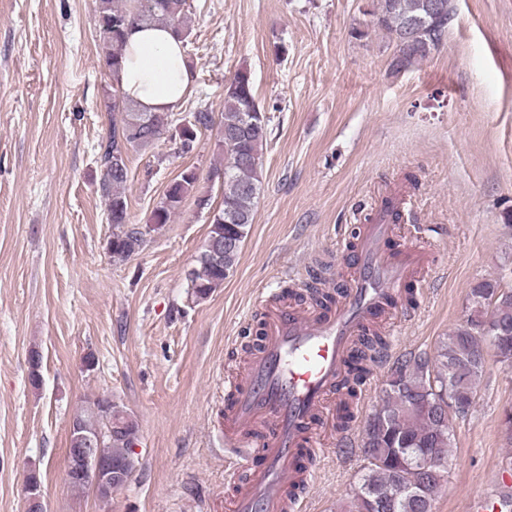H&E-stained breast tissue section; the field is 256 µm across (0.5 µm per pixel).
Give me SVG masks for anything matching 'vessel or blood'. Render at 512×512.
<instances>
[{
	"label": "vessel or blood",
	"instance_id": "b4317fda",
	"mask_svg": "<svg viewBox=\"0 0 512 512\" xmlns=\"http://www.w3.org/2000/svg\"><path fill=\"white\" fill-rule=\"evenodd\" d=\"M412 205L411 196L393 197L391 208H379L363 225L350 282L329 305L267 306L246 371L224 387V461L247 475L232 512H300L313 474L297 470L298 457L330 441L354 447L353 430L337 433L331 420L346 396L348 354L396 312L405 281L429 268L424 252L388 247L392 210ZM258 436L259 451L252 446Z\"/></svg>",
	"mask_w": 512,
	"mask_h": 512
}]
</instances>
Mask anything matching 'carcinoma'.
I'll return each mask as SVG.
<instances>
[{
	"label": "carcinoma",
	"instance_id": "1",
	"mask_svg": "<svg viewBox=\"0 0 512 512\" xmlns=\"http://www.w3.org/2000/svg\"><path fill=\"white\" fill-rule=\"evenodd\" d=\"M429 0H373L370 25L385 31L395 44L391 65L399 72L425 58L442 42L453 17L452 6L428 21L427 28L410 36L409 26L427 16ZM188 0H97L96 33L100 55L111 73L124 58L127 31L134 26L155 25L173 29L183 40L190 36ZM112 110L106 136L97 145L101 170L98 192L112 224L108 252L115 262L136 255L145 236L170 223L185 199L194 194L198 175L185 169L168 186L152 213V224L143 229L128 223L126 186L130 150L155 144L173 131L180 150L193 149L197 134L217 131L216 146L223 158L212 166L208 179L223 176L222 199L213 206L209 195L196 196L197 206L212 211L205 244L197 266L186 280L190 298L200 303L224 284L237 265L243 243L254 221L255 203L262 188V151L270 135V117L259 106L250 70L239 67L224 90V107L217 114L198 107L190 112V126L176 129L171 112H144L121 89L112 94ZM495 343L499 361L512 368V288L504 290L496 281H483L471 289L466 317L452 330L433 357L414 355L412 365L401 361L387 380L382 405L367 419L362 447L367 464L351 492L348 512H435L448 466L425 470L424 455L438 449L449 462L452 448L450 420L440 416L449 397L467 414L475 400L484 372L485 353L479 339ZM385 344L373 332L363 337L364 351L351 366L354 383L366 372V352ZM102 397L86 402L76 418L79 429L69 435L72 448L82 447V438L106 432V448L114 461L135 466L134 446L139 426L123 406L114 402L112 411L123 414V430L112 434L95 414Z\"/></svg>",
	"mask_w": 512,
	"mask_h": 512
}]
</instances>
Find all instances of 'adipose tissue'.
<instances>
[{
  "label": "adipose tissue",
  "instance_id": "obj_1",
  "mask_svg": "<svg viewBox=\"0 0 512 512\" xmlns=\"http://www.w3.org/2000/svg\"><path fill=\"white\" fill-rule=\"evenodd\" d=\"M114 81L140 109L170 112L193 84L184 45L171 30L136 27L127 37L122 70Z\"/></svg>",
  "mask_w": 512,
  "mask_h": 512
}]
</instances>
